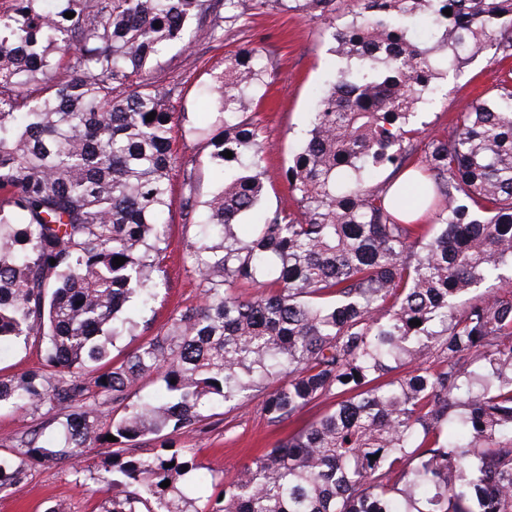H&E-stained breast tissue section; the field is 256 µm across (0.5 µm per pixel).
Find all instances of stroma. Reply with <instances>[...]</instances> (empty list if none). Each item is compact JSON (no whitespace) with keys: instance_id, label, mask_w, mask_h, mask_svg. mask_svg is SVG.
Here are the masks:
<instances>
[{"instance_id":"35a3bbf8","label":"stroma","mask_w":512,"mask_h":512,"mask_svg":"<svg viewBox=\"0 0 512 512\" xmlns=\"http://www.w3.org/2000/svg\"><path fill=\"white\" fill-rule=\"evenodd\" d=\"M330 46L329 33L319 22L292 12L263 9L245 15L220 40L212 39L208 29L192 28L189 51H182L180 45L175 44L157 61L153 74L158 82L165 86L176 83L182 88L175 110L186 113L187 118L175 122L171 136L178 161H190L196 167L197 200L207 199L220 181L208 160L207 148L190 137L186 128L191 124L208 123L213 105L202 89L214 74L223 71L225 56L240 49L258 48L273 61V82L253 117L268 146L266 166L277 173L287 167L294 149L301 143L318 92L328 87L334 78L336 58ZM509 69H512V59L500 62L487 52L476 56L460 72L438 80L432 101L421 107L422 120L429 122L432 129H446L451 117L489 90ZM172 182L166 251L170 288L164 299L154 305L150 331L155 332L165 328L178 311L203 302L199 278L185 262L186 243L194 231L182 217L185 191L181 175H173ZM331 406V401H316L292 422L274 427L262 411L261 398L252 399L241 409L216 405L212 408L210 425L203 431L177 436L176 445L192 449L218 480L228 482L243 465L269 451ZM45 419L41 408L24 412L1 410L0 452L15 447L24 433L39 428ZM103 498V492L88 472L65 464L37 465L27 469L19 485L0 493V512H46L58 502L65 503L67 512H99Z\"/></svg>"}]
</instances>
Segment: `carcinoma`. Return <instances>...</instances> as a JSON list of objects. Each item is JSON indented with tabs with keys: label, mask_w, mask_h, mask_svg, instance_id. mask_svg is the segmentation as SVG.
Instances as JSON below:
<instances>
[{
	"label": "carcinoma",
	"mask_w": 512,
	"mask_h": 512,
	"mask_svg": "<svg viewBox=\"0 0 512 512\" xmlns=\"http://www.w3.org/2000/svg\"><path fill=\"white\" fill-rule=\"evenodd\" d=\"M42 2L0 12V343H38L45 361L0 376V408L48 419L0 455V492L43 461L86 464L102 512H512V296L475 295L512 280V73L428 135L419 161L414 127L443 72L485 51L512 59V0H351L342 23L336 0ZM284 6L332 30L338 58L283 173L296 208L237 232L273 183L252 117L270 71L257 50L230 54L207 89L210 127L189 129L224 183L199 202L195 166H179L204 302L112 363L137 327L127 303L149 309L167 284L181 90L150 70L189 48L194 24L220 38ZM380 170L391 182H371ZM410 189L433 225L407 220ZM151 376L168 398L131 400ZM92 387L117 411L105 431ZM258 395L274 426L336 404L228 485L173 448L210 407ZM98 442L109 451L91 463ZM208 486L199 505L187 494Z\"/></svg>",
	"instance_id": "carcinoma-1"
}]
</instances>
